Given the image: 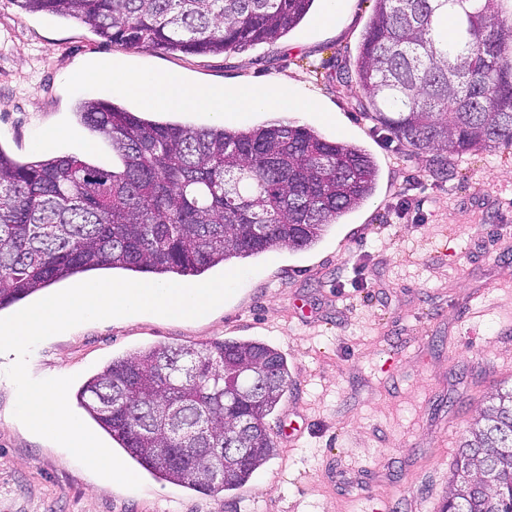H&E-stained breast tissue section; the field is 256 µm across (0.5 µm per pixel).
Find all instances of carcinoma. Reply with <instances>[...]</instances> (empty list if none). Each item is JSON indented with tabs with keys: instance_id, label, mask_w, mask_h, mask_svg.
I'll return each mask as SVG.
<instances>
[{
	"instance_id": "1",
	"label": "carcinoma",
	"mask_w": 512,
	"mask_h": 512,
	"mask_svg": "<svg viewBox=\"0 0 512 512\" xmlns=\"http://www.w3.org/2000/svg\"><path fill=\"white\" fill-rule=\"evenodd\" d=\"M315 0H14L74 18L129 48L208 55L270 43ZM353 62L364 112L414 153L512 149V20L484 0H374ZM80 121L112 147L106 170L75 156L21 162L0 148V310L76 274L201 276L234 258L310 249L377 188L364 148L288 121L233 131L150 120L89 100ZM273 347L232 339L115 359L78 392L116 445L153 476L236 490L274 455L257 429L288 391ZM461 445L442 512H512V391ZM234 442L243 462L197 457Z\"/></svg>"
}]
</instances>
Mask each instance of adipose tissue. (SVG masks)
Listing matches in <instances>:
<instances>
[{
    "label": "adipose tissue",
    "instance_id": "adipose-tissue-1",
    "mask_svg": "<svg viewBox=\"0 0 512 512\" xmlns=\"http://www.w3.org/2000/svg\"><path fill=\"white\" fill-rule=\"evenodd\" d=\"M71 83L79 88L105 85L137 98L154 110L190 108L207 111L223 121L252 111L309 112L313 100L297 95L284 85L257 87L242 84L233 88H214L204 84H185L177 75L141 73L123 62H89L75 71Z\"/></svg>",
    "mask_w": 512,
    "mask_h": 512
}]
</instances>
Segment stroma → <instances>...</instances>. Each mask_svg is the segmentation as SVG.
<instances>
[{"instance_id":"35a3bbf8","label":"stroma","mask_w":512,"mask_h":512,"mask_svg":"<svg viewBox=\"0 0 512 512\" xmlns=\"http://www.w3.org/2000/svg\"><path fill=\"white\" fill-rule=\"evenodd\" d=\"M323 0L297 28L240 53L192 55L103 41L74 19L19 11L0 0V147L38 156L43 127L67 135L58 155L112 166L74 116L85 98L127 108L72 72L94 59L230 87L277 81L312 98L298 124L356 143L380 166L375 195L314 247L259 257L224 305L200 320L140 314L77 325L38 344L33 376L73 377L70 394L112 359L166 345L264 342L285 357L288 392L266 426L277 451L243 487L215 495L140 471L128 489L91 472L14 416L0 382V512H440L459 447L498 390L512 389V150L415 154L367 117L340 79L374 15V0H344L335 24ZM301 433L279 436L281 419Z\"/></svg>"}]
</instances>
